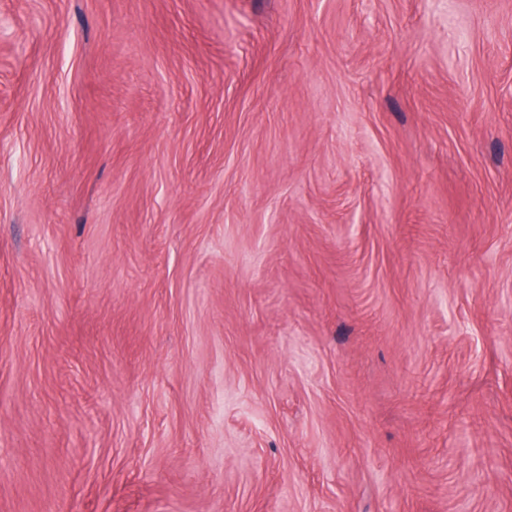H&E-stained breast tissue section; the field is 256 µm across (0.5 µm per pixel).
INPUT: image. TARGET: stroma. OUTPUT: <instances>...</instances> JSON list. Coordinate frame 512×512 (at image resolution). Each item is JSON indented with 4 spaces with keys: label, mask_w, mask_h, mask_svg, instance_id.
<instances>
[{
    "label": "stroma",
    "mask_w": 512,
    "mask_h": 512,
    "mask_svg": "<svg viewBox=\"0 0 512 512\" xmlns=\"http://www.w3.org/2000/svg\"><path fill=\"white\" fill-rule=\"evenodd\" d=\"M0 512H512V0H0Z\"/></svg>",
    "instance_id": "obj_1"
}]
</instances>
